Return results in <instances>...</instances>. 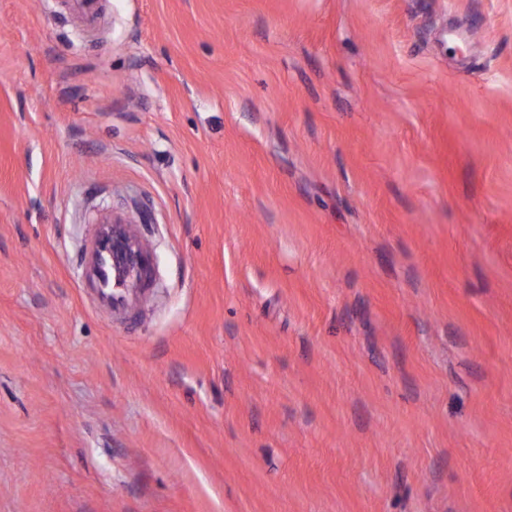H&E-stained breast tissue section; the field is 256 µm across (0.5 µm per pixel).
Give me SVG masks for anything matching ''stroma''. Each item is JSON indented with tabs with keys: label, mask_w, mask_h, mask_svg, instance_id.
<instances>
[{
	"label": "stroma",
	"mask_w": 512,
	"mask_h": 512,
	"mask_svg": "<svg viewBox=\"0 0 512 512\" xmlns=\"http://www.w3.org/2000/svg\"><path fill=\"white\" fill-rule=\"evenodd\" d=\"M0 512H512V0H0ZM133 226L112 221L94 224L88 243L91 249L77 261L91 301L111 315H127L151 288L152 254Z\"/></svg>",
	"instance_id": "1"
}]
</instances>
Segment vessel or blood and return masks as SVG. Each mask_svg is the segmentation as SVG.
I'll list each match as a JSON object with an SVG mask.
<instances>
[{
	"label": "vessel or blood",
	"instance_id": "obj_1",
	"mask_svg": "<svg viewBox=\"0 0 512 512\" xmlns=\"http://www.w3.org/2000/svg\"><path fill=\"white\" fill-rule=\"evenodd\" d=\"M89 243L81 272L95 306L113 315H127L150 289V249L132 225L109 221L94 225Z\"/></svg>",
	"mask_w": 512,
	"mask_h": 512
}]
</instances>
